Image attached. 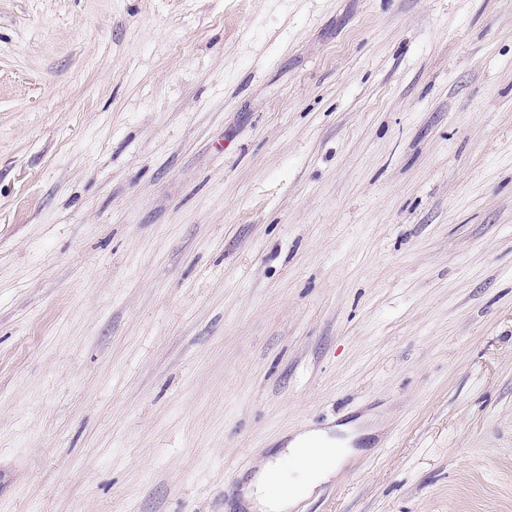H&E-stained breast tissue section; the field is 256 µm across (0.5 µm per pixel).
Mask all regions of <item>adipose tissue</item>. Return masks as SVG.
I'll return each mask as SVG.
<instances>
[{
    "mask_svg": "<svg viewBox=\"0 0 512 512\" xmlns=\"http://www.w3.org/2000/svg\"><path fill=\"white\" fill-rule=\"evenodd\" d=\"M352 454V449L337 447L328 433L300 434L244 484V504L249 512H289L299 497L333 479Z\"/></svg>",
    "mask_w": 512,
    "mask_h": 512,
    "instance_id": "adipose-tissue-1",
    "label": "adipose tissue"
}]
</instances>
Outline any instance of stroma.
Segmentation results:
<instances>
[{"mask_svg": "<svg viewBox=\"0 0 512 512\" xmlns=\"http://www.w3.org/2000/svg\"><path fill=\"white\" fill-rule=\"evenodd\" d=\"M512 512V0H0V512ZM338 440L326 432L308 431L289 447L270 456L242 487V498L251 512H288L297 499L333 479L355 448H336ZM293 461L291 469L282 460Z\"/></svg>", "mask_w": 512, "mask_h": 512, "instance_id": "35a3bbf8", "label": "stroma"}]
</instances>
